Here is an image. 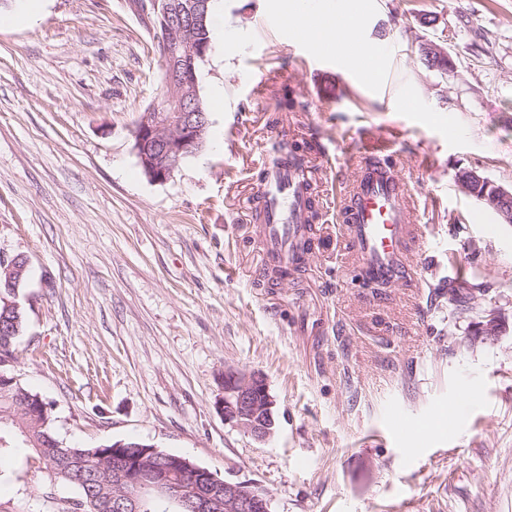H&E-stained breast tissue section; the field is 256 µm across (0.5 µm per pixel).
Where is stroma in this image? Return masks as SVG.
<instances>
[{
  "label": "stroma",
  "mask_w": 512,
  "mask_h": 512,
  "mask_svg": "<svg viewBox=\"0 0 512 512\" xmlns=\"http://www.w3.org/2000/svg\"><path fill=\"white\" fill-rule=\"evenodd\" d=\"M222 2L206 142L161 182L133 150L162 70L132 0H40L0 28V253L29 266L14 374L68 443L155 444L256 484L273 512H512V224L457 183L476 169L512 187V0H373L360 32L385 58L369 74L319 54L285 0ZM281 131L323 214L302 268L276 278L255 198ZM366 133L389 140L425 227L421 292L346 272L336 206ZM472 275L498 336L448 306ZM228 367L264 376L267 441L217 412ZM23 454L0 450V512H63Z\"/></svg>",
  "instance_id": "obj_1"
}]
</instances>
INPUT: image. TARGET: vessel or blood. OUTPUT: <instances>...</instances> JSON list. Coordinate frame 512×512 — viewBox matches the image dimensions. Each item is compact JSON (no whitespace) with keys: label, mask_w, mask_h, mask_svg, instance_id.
Instances as JSON below:
<instances>
[{"label":"vessel or blood","mask_w":512,"mask_h":512,"mask_svg":"<svg viewBox=\"0 0 512 512\" xmlns=\"http://www.w3.org/2000/svg\"><path fill=\"white\" fill-rule=\"evenodd\" d=\"M387 142L359 157L360 171L336 213L351 247L352 271L389 286L418 287L412 274L409 245L422 240L423 228L413 220L411 194L395 166L384 159ZM306 161L285 152L262 163L263 183L256 209L261 213L260 236L277 269L292 272L303 262L297 245L313 235L308 224L311 187L303 180Z\"/></svg>","instance_id":"1"}]
</instances>
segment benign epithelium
<instances>
[{"mask_svg":"<svg viewBox=\"0 0 512 512\" xmlns=\"http://www.w3.org/2000/svg\"><path fill=\"white\" fill-rule=\"evenodd\" d=\"M210 0H150L151 13L160 30L164 55L170 62L167 94L162 107L143 113L134 130V150L148 177L164 181L189 153L203 146L208 121L203 112H189L188 102L198 96L195 62L206 57L208 43L197 36ZM496 213L512 222V189L495 188ZM224 396L216 402L224 421L259 441L270 438L276 426L274 400L265 378L255 372L224 369ZM125 441L112 448V457L123 456L113 477L120 488L112 497V512H136L128 487L142 488L172 497L188 512H270L271 495L246 482L222 480L188 456L159 453L155 445L140 448L136 455H124Z\"/></svg>","mask_w":512,"mask_h":512,"instance_id":"1","label":"benign epithelium"}]
</instances>
